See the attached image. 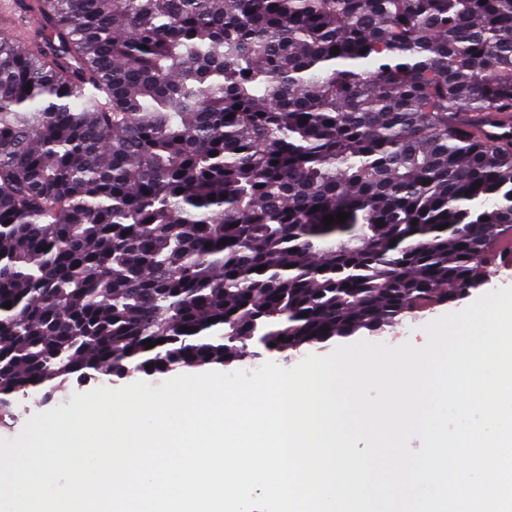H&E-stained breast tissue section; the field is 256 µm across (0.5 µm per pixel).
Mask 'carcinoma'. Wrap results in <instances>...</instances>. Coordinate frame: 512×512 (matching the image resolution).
<instances>
[{"mask_svg":"<svg viewBox=\"0 0 512 512\" xmlns=\"http://www.w3.org/2000/svg\"><path fill=\"white\" fill-rule=\"evenodd\" d=\"M23 7L45 36L0 35L1 416L74 374L397 325L512 236V138L484 131L512 122V0Z\"/></svg>","mask_w":512,"mask_h":512,"instance_id":"cac0c4a2","label":"carcinoma"}]
</instances>
